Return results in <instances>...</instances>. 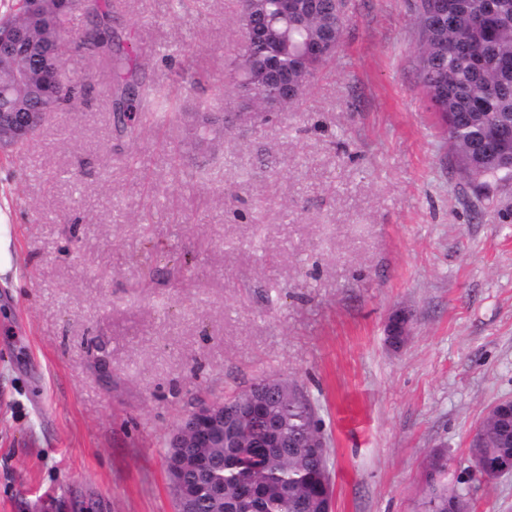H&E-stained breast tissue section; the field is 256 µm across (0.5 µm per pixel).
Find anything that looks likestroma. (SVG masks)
<instances>
[{
  "label": "stroma",
  "mask_w": 512,
  "mask_h": 512,
  "mask_svg": "<svg viewBox=\"0 0 512 512\" xmlns=\"http://www.w3.org/2000/svg\"><path fill=\"white\" fill-rule=\"evenodd\" d=\"M113 2L175 106L119 135L108 72L67 45L87 103L0 150V512H174L170 431L261 375L314 400L333 512H420L436 451L470 512H512V473L474 480L469 453L512 400V183L450 162L415 0H349L299 105L202 145L182 111L231 82L233 0ZM11 252L10 224L5 220L4 212L0 207V275L16 269ZM411 321L409 312H396L389 316L387 321V338L393 345H400L407 337L408 326Z\"/></svg>",
  "instance_id": "1"
}]
</instances>
